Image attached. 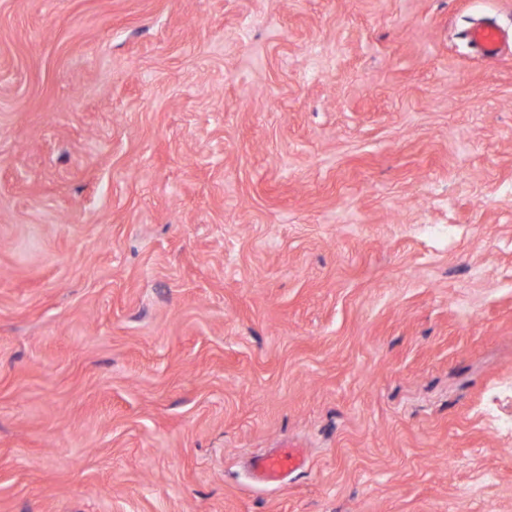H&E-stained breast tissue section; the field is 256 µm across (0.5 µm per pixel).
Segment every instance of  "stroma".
<instances>
[{"label":"stroma","mask_w":512,"mask_h":512,"mask_svg":"<svg viewBox=\"0 0 512 512\" xmlns=\"http://www.w3.org/2000/svg\"><path fill=\"white\" fill-rule=\"evenodd\" d=\"M511 418L512 0H0V512H512ZM471 40L480 49L484 57L495 58L500 52L501 36L494 27L475 28L471 32ZM284 450L257 457L251 465L254 478L262 483L271 484L279 481L288 473L305 465V459L298 448L284 445Z\"/></svg>","instance_id":"stroma-1"}]
</instances>
